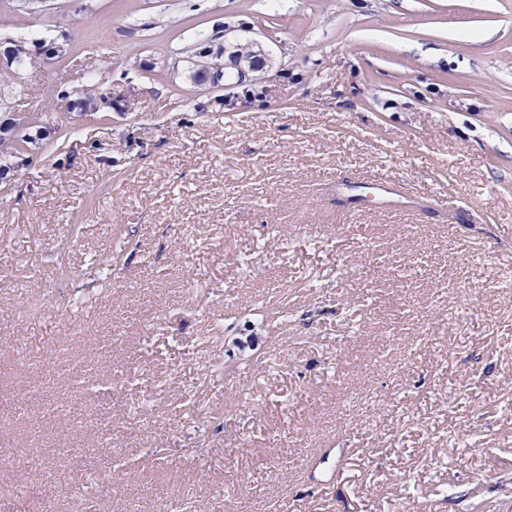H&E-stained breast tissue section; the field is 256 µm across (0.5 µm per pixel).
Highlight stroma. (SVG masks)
<instances>
[{"label":"stroma","mask_w":512,"mask_h":512,"mask_svg":"<svg viewBox=\"0 0 512 512\" xmlns=\"http://www.w3.org/2000/svg\"><path fill=\"white\" fill-rule=\"evenodd\" d=\"M55 4L0 14L71 41L26 102L118 108L0 179V512H512V0ZM244 46L249 48V51L244 52ZM249 43L247 44H235L232 46V51L229 53V59L236 68L237 83H244L246 81H253L256 78L249 76V73H257L264 69L265 59L257 52L250 49ZM246 63V66H242L241 63ZM227 47L224 45L216 54L196 53L191 58V63L195 68L194 78H201L205 83L212 87H221L224 84L225 78V62L223 65H215L214 60L218 54H225ZM194 57L198 59H194Z\"/></svg>","instance_id":"stroma-1"}]
</instances>
